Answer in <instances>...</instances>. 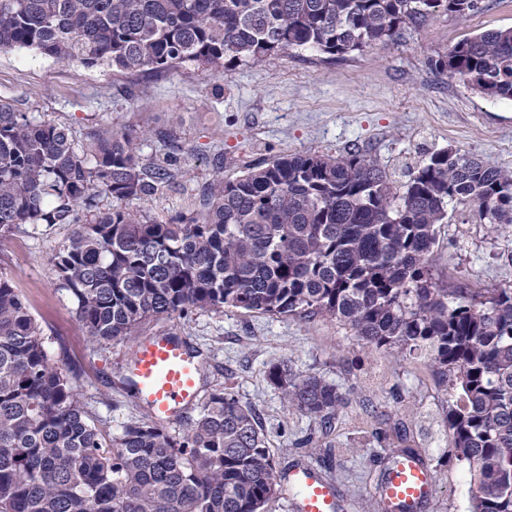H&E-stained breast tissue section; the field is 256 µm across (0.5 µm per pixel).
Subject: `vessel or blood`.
Listing matches in <instances>:
<instances>
[{"label": "vessel or blood", "instance_id": "vessel-or-blood-1", "mask_svg": "<svg viewBox=\"0 0 512 512\" xmlns=\"http://www.w3.org/2000/svg\"><path fill=\"white\" fill-rule=\"evenodd\" d=\"M203 364L181 337L159 333L141 339L127 363L135 396L153 418L168 424L195 405ZM285 484L293 491L290 512H349L335 484L317 466L289 469ZM434 491V474L423 459L404 456L393 462L375 488L392 512H424Z\"/></svg>", "mask_w": 512, "mask_h": 512}]
</instances>
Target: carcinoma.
Returning <instances> with one entry per match:
<instances>
[{
    "label": "carcinoma",
    "instance_id": "1",
    "mask_svg": "<svg viewBox=\"0 0 512 512\" xmlns=\"http://www.w3.org/2000/svg\"><path fill=\"white\" fill-rule=\"evenodd\" d=\"M481 0H0V51L162 74L221 71L289 51L342 58ZM434 68L489 100H512V28L458 41ZM139 135L89 136L0 100V232L73 227L54 255L89 338L135 341L147 320L229 309L329 318L362 346L426 359L450 397L444 432L471 475V512H512V288H451L436 269L448 206L512 224V171L452 149L408 181L360 150L297 153L224 178L167 223L140 210L182 185L177 145L140 153ZM111 207L102 208L103 199ZM288 409L332 434L335 384L283 364L265 371ZM397 419L386 459L418 452ZM308 438L307 443H312ZM280 484L252 409L210 391L172 433L145 407L108 438L88 421L79 375L48 353L12 278L0 272V512H267Z\"/></svg>",
    "mask_w": 512,
    "mask_h": 512
}]
</instances>
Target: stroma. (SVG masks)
I'll list each match as a JSON object with an SVG mask.
<instances>
[{
    "mask_svg": "<svg viewBox=\"0 0 512 512\" xmlns=\"http://www.w3.org/2000/svg\"><path fill=\"white\" fill-rule=\"evenodd\" d=\"M506 27H512V0H483L482 10L468 17L443 14L334 61L278 54L259 66L220 73L194 66L160 75L87 68L14 51L0 53V99L67 126L79 146L94 130L141 131L147 155L177 142L189 159V180L145 207L149 219L165 222L193 210L197 187L211 178L218 154L228 179L247 163L351 149L367 153L401 183L432 152L448 148L512 171V100L483 98L433 67L463 37ZM164 131L171 140L161 139ZM69 232L66 225L47 231L24 226L1 235L0 272L25 297L53 358L80 374L90 420L113 436L136 412L133 398L118 386L132 345L91 342L77 321L52 262ZM434 251L449 285L512 286V224L493 227L480 223L471 208L449 209ZM170 328L203 359V392L230 387L259 416L277 468L322 465L352 512H375L374 488L384 471L380 436L408 414L422 421L423 446L433 458L436 482L427 512H470V475L442 430L447 396L423 359L361 347L328 319L242 310L155 319L139 334ZM283 362L336 383L346 397L334 448L306 445L316 421L289 412L280 391L266 382L267 367Z\"/></svg>",
    "mask_w": 512,
    "mask_h": 512,
    "instance_id": "1",
    "label": "stroma"
}]
</instances>
